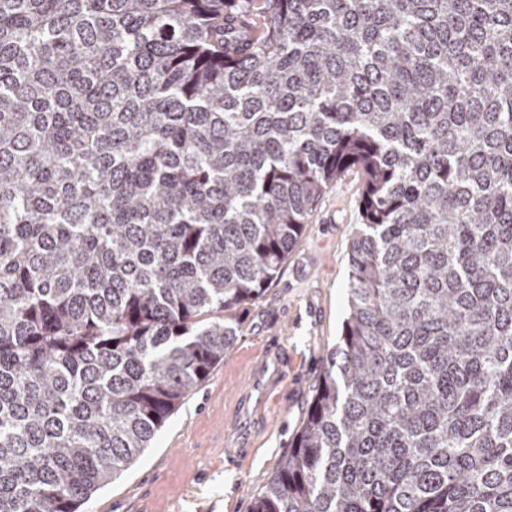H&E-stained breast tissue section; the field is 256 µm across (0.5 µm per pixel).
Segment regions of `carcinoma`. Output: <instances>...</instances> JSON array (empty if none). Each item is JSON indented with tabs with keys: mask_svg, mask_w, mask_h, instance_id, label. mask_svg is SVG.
I'll return each instance as SVG.
<instances>
[{
	"mask_svg": "<svg viewBox=\"0 0 512 512\" xmlns=\"http://www.w3.org/2000/svg\"><path fill=\"white\" fill-rule=\"evenodd\" d=\"M350 169L251 512H512V0H0V512L120 479Z\"/></svg>",
	"mask_w": 512,
	"mask_h": 512,
	"instance_id": "carcinoma-1",
	"label": "carcinoma"
}]
</instances>
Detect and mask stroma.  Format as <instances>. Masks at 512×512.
Here are the masks:
<instances>
[{
    "label": "stroma",
    "instance_id": "stroma-1",
    "mask_svg": "<svg viewBox=\"0 0 512 512\" xmlns=\"http://www.w3.org/2000/svg\"><path fill=\"white\" fill-rule=\"evenodd\" d=\"M363 176L351 170L321 198L305 232L224 360L170 417L151 448L81 512H251L306 417L348 304L349 249L361 222ZM286 378L248 413L238 398L270 338Z\"/></svg>",
    "mask_w": 512,
    "mask_h": 512
}]
</instances>
